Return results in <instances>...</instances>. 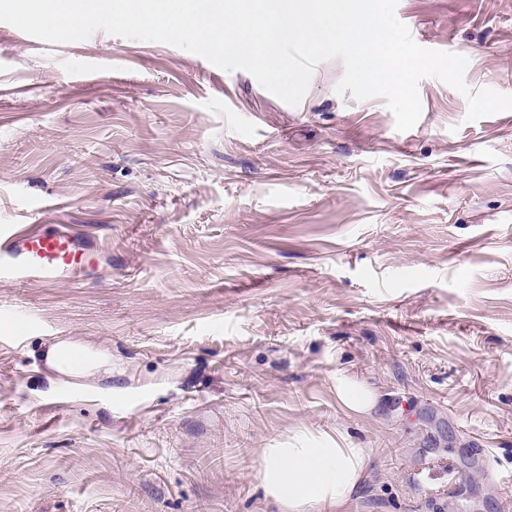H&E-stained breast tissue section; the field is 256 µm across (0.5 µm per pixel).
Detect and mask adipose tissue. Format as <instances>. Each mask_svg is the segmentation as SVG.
<instances>
[{
	"instance_id": "adipose-tissue-1",
	"label": "adipose tissue",
	"mask_w": 512,
	"mask_h": 512,
	"mask_svg": "<svg viewBox=\"0 0 512 512\" xmlns=\"http://www.w3.org/2000/svg\"><path fill=\"white\" fill-rule=\"evenodd\" d=\"M46 359L65 375H85L107 362L102 354L70 343L53 345ZM369 464L366 449L353 447L340 432L315 446L262 449L258 479L264 499L279 512H346Z\"/></svg>"
}]
</instances>
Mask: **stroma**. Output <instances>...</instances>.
<instances>
[{
	"mask_svg": "<svg viewBox=\"0 0 512 512\" xmlns=\"http://www.w3.org/2000/svg\"><path fill=\"white\" fill-rule=\"evenodd\" d=\"M396 16L512 95V0ZM342 74L294 107L174 46L0 22V224L105 245L78 282H0V512H278L261 449L339 430L370 456L347 512H512L475 455L512 473V111L467 121L426 78L400 132ZM61 341L111 372L57 373ZM336 397L352 415L368 413L376 401L375 394L363 381L347 374L336 378Z\"/></svg>",
	"mask_w": 512,
	"mask_h": 512,
	"instance_id": "1",
	"label": "stroma"
}]
</instances>
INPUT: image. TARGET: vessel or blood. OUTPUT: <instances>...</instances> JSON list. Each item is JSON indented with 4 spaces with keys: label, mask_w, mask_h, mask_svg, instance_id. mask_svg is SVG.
I'll return each instance as SVG.
<instances>
[{
    "label": "vessel or blood",
    "mask_w": 512,
    "mask_h": 512,
    "mask_svg": "<svg viewBox=\"0 0 512 512\" xmlns=\"http://www.w3.org/2000/svg\"><path fill=\"white\" fill-rule=\"evenodd\" d=\"M95 235L76 224H1L0 281L53 285L83 276Z\"/></svg>",
    "instance_id": "vessel-or-blood-1"
}]
</instances>
